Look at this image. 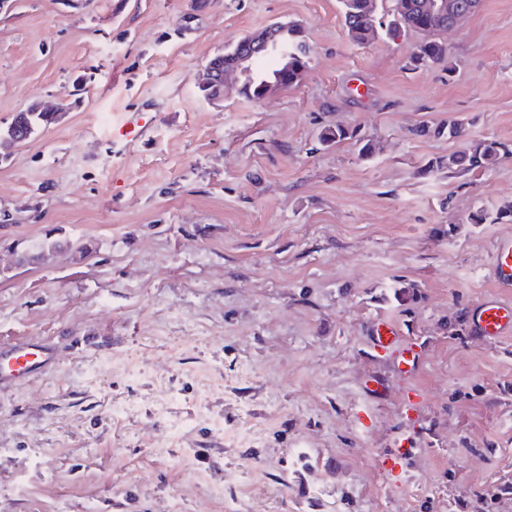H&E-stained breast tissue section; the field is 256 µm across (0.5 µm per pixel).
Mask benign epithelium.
Here are the masks:
<instances>
[{"label": "benign epithelium", "instance_id": "1", "mask_svg": "<svg viewBox=\"0 0 512 512\" xmlns=\"http://www.w3.org/2000/svg\"><path fill=\"white\" fill-rule=\"evenodd\" d=\"M481 0H424L421 4L422 15L430 28L439 31L451 30L462 21L475 14ZM278 26L266 27L261 30L244 34L237 39V50L234 61L224 63V55L210 58L201 75L199 87H224L229 83L238 84L242 78L251 73V69L260 57H268L278 51ZM34 132L30 122V114L21 112L16 115L8 126V139L13 142H24Z\"/></svg>", "mask_w": 512, "mask_h": 512}]
</instances>
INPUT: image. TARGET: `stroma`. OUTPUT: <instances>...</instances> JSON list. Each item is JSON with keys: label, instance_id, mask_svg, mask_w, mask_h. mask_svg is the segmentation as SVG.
I'll list each match as a JSON object with an SVG mask.
<instances>
[{"label": "stroma", "instance_id": "1", "mask_svg": "<svg viewBox=\"0 0 512 512\" xmlns=\"http://www.w3.org/2000/svg\"><path fill=\"white\" fill-rule=\"evenodd\" d=\"M275 22L301 83L204 99ZM422 39L356 43L339 0H0V129L65 112L0 161V343L56 356L0 388V512H512V335L472 326L512 301V217L470 221L512 208V157L452 177L429 132L512 143V0L441 34L449 64L411 69ZM280 25H273L272 28L266 27L261 30L253 31L239 37L237 42L236 55L234 61L224 64V54L215 55L210 58L201 75L199 87H221L230 82L235 86L242 78L251 73V69L260 57H269L278 51L280 45L278 41L279 33L276 32ZM203 95L216 96L217 92L210 89H200ZM494 277L499 288H512V237L496 240L494 245ZM473 328L479 335L497 341L512 334V304L501 299H488L478 306ZM371 343L374 348L387 351L392 348L397 350V365L403 371L407 366L412 367L415 363V354L411 345H399V336L395 326L390 322H380L374 328L371 336Z\"/></svg>", "mask_w": 512, "mask_h": 512}]
</instances>
